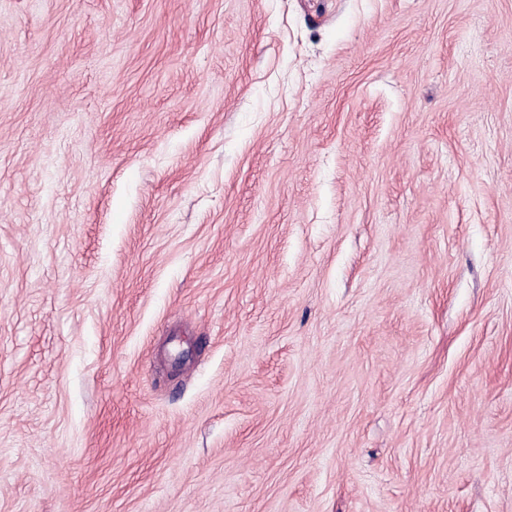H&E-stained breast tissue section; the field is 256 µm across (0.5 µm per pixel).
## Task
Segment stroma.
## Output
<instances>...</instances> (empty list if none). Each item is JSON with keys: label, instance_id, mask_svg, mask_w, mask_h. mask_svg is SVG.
Wrapping results in <instances>:
<instances>
[{"label": "stroma", "instance_id": "stroma-1", "mask_svg": "<svg viewBox=\"0 0 512 512\" xmlns=\"http://www.w3.org/2000/svg\"><path fill=\"white\" fill-rule=\"evenodd\" d=\"M0 512H512V0H0Z\"/></svg>", "mask_w": 512, "mask_h": 512}]
</instances>
